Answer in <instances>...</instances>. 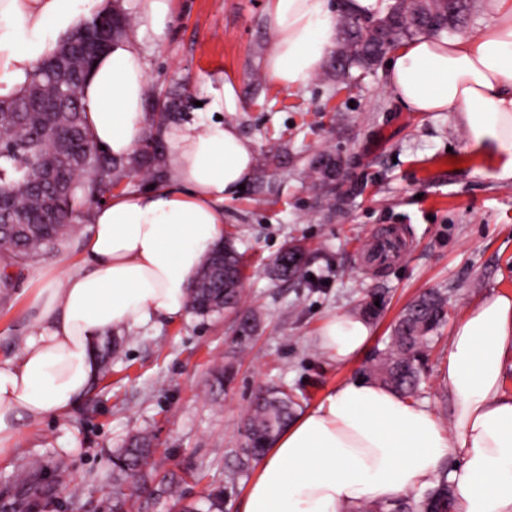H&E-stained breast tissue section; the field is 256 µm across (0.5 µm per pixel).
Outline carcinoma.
<instances>
[{
    "instance_id": "1",
    "label": "carcinoma",
    "mask_w": 512,
    "mask_h": 512,
    "mask_svg": "<svg viewBox=\"0 0 512 512\" xmlns=\"http://www.w3.org/2000/svg\"><path fill=\"white\" fill-rule=\"evenodd\" d=\"M382 12L371 18L344 20L342 48L337 53L341 70L379 61L386 47L380 39L361 38L360 32L385 30L391 42L427 34L441 36L463 22L470 10L469 0H384ZM98 14L64 41L53 57L39 62L25 87L7 97L0 96V288L10 286L7 269H23L30 262L54 250L73 228V221L99 195L100 186H117L140 171L162 173L163 150L139 151L114 160L91 149L81 102L61 109L57 106L58 86L48 75L57 57L74 54L80 35L91 29ZM33 92L43 106L26 112L17 108ZM243 254L234 241L224 239L209 256L210 273H203L190 289L188 306L208 316L237 304L238 282L242 280ZM268 275L280 281L299 283L307 278L306 263L288 264V250L282 248L272 260ZM448 318V296L429 291L418 297L394 326L393 335L381 353L379 373L383 382L403 395L417 387L426 352L434 334ZM297 403L287 391L273 388L257 397L246 424L248 452L263 454L273 437L288 425ZM152 454L150 440L134 439L117 454L122 473L136 472ZM452 493L446 469L439 483L416 500L404 496L386 511L448 512Z\"/></svg>"
}]
</instances>
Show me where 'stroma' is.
<instances>
[{
  "mask_svg": "<svg viewBox=\"0 0 512 512\" xmlns=\"http://www.w3.org/2000/svg\"><path fill=\"white\" fill-rule=\"evenodd\" d=\"M267 6L173 0L167 29L143 39L147 114L163 99L190 115L205 96L202 76L231 83L240 102L224 120L252 141L256 168L224 202V233L246 264L238 303L218 316L113 330L111 374L68 412L24 426L0 455V512H209L215 498L224 512H239L257 468L244 419L259 390L284 387L306 408L344 380L371 379L395 322L432 289L448 296V323L414 398L448 420L440 376L452 324L492 290L512 292V182L489 176L450 113L405 111L384 62L343 74L331 54L306 89L277 87L262 67L273 43ZM323 154L345 172L331 192L308 179ZM89 229L79 219L65 242L0 291L1 357L17 352L34 316L39 271L78 261ZM391 230L404 238L402 252L386 267L368 264L373 238ZM289 242L307 248L311 285L268 277ZM341 310L374 332L346 365L317 346L323 321ZM245 314L256 323L246 340L236 334ZM136 434L150 437L154 454L139 473L117 476L116 452ZM173 478L175 499L166 490Z\"/></svg>",
  "mask_w": 512,
  "mask_h": 512,
  "instance_id": "35a3bbf8",
  "label": "stroma"
}]
</instances>
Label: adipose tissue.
Instances as JSON below:
<instances>
[{
  "label": "adipose tissue",
  "mask_w": 512,
  "mask_h": 512,
  "mask_svg": "<svg viewBox=\"0 0 512 512\" xmlns=\"http://www.w3.org/2000/svg\"><path fill=\"white\" fill-rule=\"evenodd\" d=\"M85 0H0V95L21 89L83 20ZM171 19V0H136V23L101 55L81 101L93 141L131 155L149 133L142 39ZM274 41L264 70L277 86L310 85L331 52L337 21L328 0H270ZM385 70L409 112H450L500 181H512V0H494L478 34L401 43ZM239 100L231 85L208 87L196 116L165 124L167 178L115 193L88 215L80 263L60 260L33 297L35 315L16 356L0 359V454L21 422L64 414L91 390L96 348L116 328L187 313L205 255L224 239V201L255 172V148L217 120ZM372 337L359 315L328 317L317 339L336 364L357 360ZM512 294L471 304L453 328L442 378L451 425L426 405L351 378L281 432L261 457L240 512H360L433 485L446 457L454 512H512Z\"/></svg>",
  "instance_id": "adipose-tissue-1"
}]
</instances>
